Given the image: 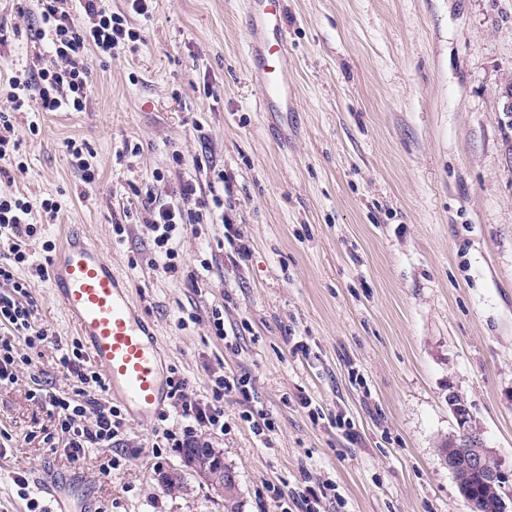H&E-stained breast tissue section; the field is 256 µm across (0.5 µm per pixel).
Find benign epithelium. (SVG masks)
I'll return each mask as SVG.
<instances>
[{
  "mask_svg": "<svg viewBox=\"0 0 512 512\" xmlns=\"http://www.w3.org/2000/svg\"><path fill=\"white\" fill-rule=\"evenodd\" d=\"M448 406L458 425V435L449 440L451 448L442 459L453 475L463 500L471 496L469 478L479 473L483 485L499 489L498 512H512V468L507 469L497 459V452L485 445L466 397L452 392ZM183 465L204 479L216 494L224 495V457L218 448H192L183 456Z\"/></svg>",
  "mask_w": 512,
  "mask_h": 512,
  "instance_id": "obj_1",
  "label": "benign epithelium"
}]
</instances>
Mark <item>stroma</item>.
<instances>
[{
  "label": "stroma",
  "instance_id": "stroma-1",
  "mask_svg": "<svg viewBox=\"0 0 512 512\" xmlns=\"http://www.w3.org/2000/svg\"><path fill=\"white\" fill-rule=\"evenodd\" d=\"M100 5L140 39L113 58L89 50L86 110L15 115L23 168L0 176V195L37 207L33 261L78 226L154 323L165 372L204 401L214 374L248 379L212 438L238 512H275L308 481L329 484L324 512H467L438 453L458 432L450 392L512 466V130L497 97L512 75V0H285L298 87L285 145L257 106L244 0H154L146 16L128 0ZM38 14L36 0H0V89L48 54ZM71 139L87 144L96 183L72 167ZM221 171L233 190L223 220L176 229L177 270L164 272L144 226L152 201H177L188 180L209 190ZM16 275L55 341L38 377L23 368L0 388V512H28L31 497L49 507L39 483L70 469L101 512H224L179 449L157 444L177 415L124 416L119 441L76 461L50 451L53 422L30 393L71 390L58 358L77 334L47 279ZM259 411L274 424L262 435ZM174 468L185 491L158 481Z\"/></svg>",
  "mask_w": 512,
  "mask_h": 512
}]
</instances>
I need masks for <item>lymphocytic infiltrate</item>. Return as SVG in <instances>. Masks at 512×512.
Here are the masks:
<instances>
[{
  "label": "lymphocytic infiltrate",
  "mask_w": 512,
  "mask_h": 512,
  "mask_svg": "<svg viewBox=\"0 0 512 512\" xmlns=\"http://www.w3.org/2000/svg\"><path fill=\"white\" fill-rule=\"evenodd\" d=\"M41 38L47 39L53 62L47 67L29 70L26 76L11 78L6 105L0 109V161L12 162L18 147L11 116L16 112H81L88 101L91 86L86 62L88 49L100 55L137 41L119 15L100 9L98 0H38ZM202 201L197 187L182 184L179 200L163 204L150 212L146 228L158 248H166L176 226L185 223ZM38 232L33 206L23 197L0 196V242L6 253L0 254V282L11 286L8 294H0V387L15 383L21 368H34L32 351L53 340L47 328L36 327L37 306L27 285L16 279L15 270L27 265L31 254L27 240ZM24 340L28 351L20 353L16 342ZM59 363L74 382L72 392L61 395L38 387L30 398L45 408L61 436L63 451L78 460L91 448L111 446L122 427L120 411L99 401L98 392L105 383L89 368L82 344L72 343L62 352ZM244 377L221 374L213 380V398L203 402L191 396L183 378L169 379L170 400L175 412L186 421L185 427L166 429L162 438L174 448L187 447L224 429V397L243 392Z\"/></svg>",
  "instance_id": "1"
}]
</instances>
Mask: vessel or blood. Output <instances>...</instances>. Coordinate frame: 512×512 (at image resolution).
Segmentation results:
<instances>
[{
  "instance_id": "vessel-or-blood-1",
  "label": "vessel or blood",
  "mask_w": 512,
  "mask_h": 512,
  "mask_svg": "<svg viewBox=\"0 0 512 512\" xmlns=\"http://www.w3.org/2000/svg\"><path fill=\"white\" fill-rule=\"evenodd\" d=\"M246 9L248 52L252 77L261 89L260 108L287 119L297 87L281 25L283 0H246ZM48 280L90 360L101 368L109 397L125 403L137 421L163 411L168 391L161 340L103 250L79 232L69 233L50 260ZM40 490L51 502L50 512H85L87 489L82 478L64 475Z\"/></svg>"
}]
</instances>
